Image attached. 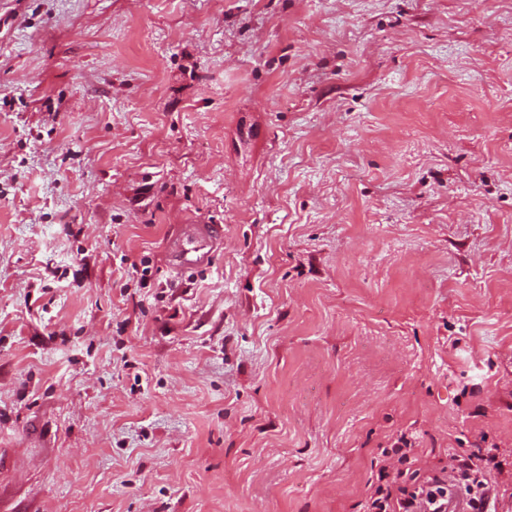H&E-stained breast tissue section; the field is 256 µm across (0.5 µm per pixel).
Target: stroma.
<instances>
[{
    "label": "stroma",
    "mask_w": 512,
    "mask_h": 512,
    "mask_svg": "<svg viewBox=\"0 0 512 512\" xmlns=\"http://www.w3.org/2000/svg\"><path fill=\"white\" fill-rule=\"evenodd\" d=\"M402 435L512 512V0H0V512H362ZM221 239L222 233L214 224H186L182 235L171 244L172 257L183 266L199 264Z\"/></svg>",
    "instance_id": "stroma-1"
}]
</instances>
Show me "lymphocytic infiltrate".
<instances>
[{"label": "lymphocytic infiltrate", "mask_w": 512, "mask_h": 512, "mask_svg": "<svg viewBox=\"0 0 512 512\" xmlns=\"http://www.w3.org/2000/svg\"><path fill=\"white\" fill-rule=\"evenodd\" d=\"M379 461L395 467L396 477L374 486L364 512H448V491L461 480L473 512H489L500 494L494 473L501 464L490 452L462 448L448 464L421 468L413 449L396 443L381 449Z\"/></svg>", "instance_id": "obj_1"}]
</instances>
